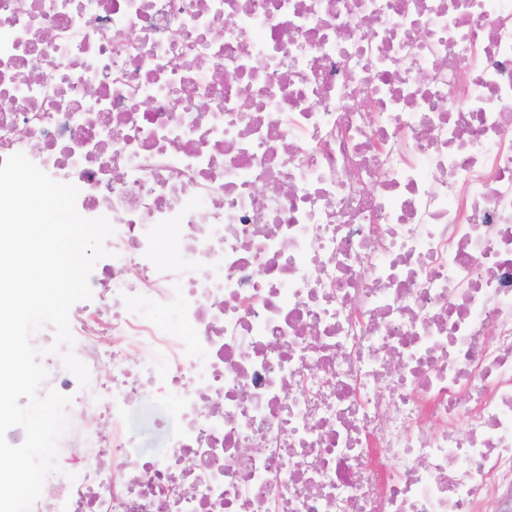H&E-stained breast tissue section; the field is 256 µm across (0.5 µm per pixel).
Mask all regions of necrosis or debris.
I'll return each instance as SVG.
<instances>
[{
    "label": "necrosis or debris",
    "mask_w": 512,
    "mask_h": 512,
    "mask_svg": "<svg viewBox=\"0 0 512 512\" xmlns=\"http://www.w3.org/2000/svg\"><path fill=\"white\" fill-rule=\"evenodd\" d=\"M17 152L114 227L30 512H512V0H0ZM158 421H163V425H158ZM127 428L141 452L155 456L169 449L179 432L180 422L172 406L163 405L146 393L129 410Z\"/></svg>",
    "instance_id": "necrosis-or-debris-1"
}]
</instances>
